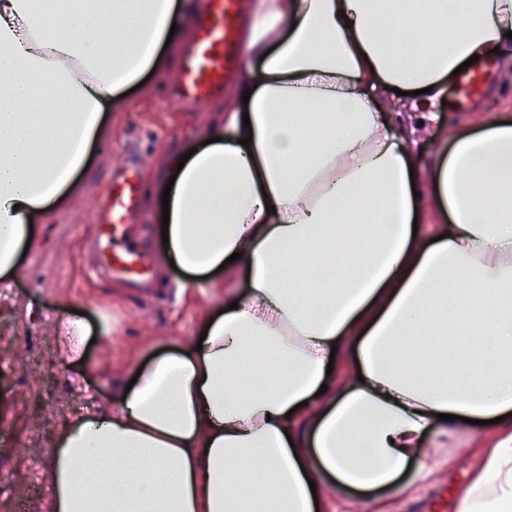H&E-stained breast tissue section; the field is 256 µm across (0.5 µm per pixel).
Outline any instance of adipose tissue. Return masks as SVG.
I'll return each mask as SVG.
<instances>
[{
  "label": "adipose tissue",
  "instance_id": "ef3b65f1",
  "mask_svg": "<svg viewBox=\"0 0 512 512\" xmlns=\"http://www.w3.org/2000/svg\"><path fill=\"white\" fill-rule=\"evenodd\" d=\"M413 10L256 0L239 94L209 144L166 155L153 200L170 207L164 259L248 294L204 320L201 346L145 363L111 412L67 425L52 512H328L331 488L389 512L407 463L420 480L434 469L423 434L460 416L486 423L460 512H512V118L449 129L418 161L454 70L512 44V0H464L450 24ZM183 22L176 0H70L63 21L0 0V276ZM394 87L398 126L380 107ZM339 224L370 228L355 259L336 251ZM306 274L321 292L293 287ZM461 289L456 316L483 318L477 355L466 336L421 339Z\"/></svg>",
  "mask_w": 512,
  "mask_h": 512
}]
</instances>
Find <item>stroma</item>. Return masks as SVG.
<instances>
[{
  "mask_svg": "<svg viewBox=\"0 0 512 512\" xmlns=\"http://www.w3.org/2000/svg\"><path fill=\"white\" fill-rule=\"evenodd\" d=\"M184 46L162 49L154 73L143 85L122 93L105 113L107 134L91 152L90 166L39 225L19 267L0 277V512H50V470L54 446L67 423L111 410L118 388L136 368L170 343L197 339L206 316L224 304L226 293H245L242 280L214 275L193 283L178 267L165 263L157 222L149 201H142L130 228L153 256L150 279L141 287L98 277L94 236L114 171L134 165L151 184L162 155L176 146L202 145L225 99L187 104L173 95ZM485 87L466 109L438 108L426 134L423 167L434 162L449 124L470 122L488 112L512 114V68L500 58L485 64ZM82 311L91 336L83 361L67 362L58 347L57 321L66 308ZM125 369L110 371L114 362ZM481 432L455 430L449 436L426 433L424 450L440 464L415 492L398 497L396 512H458L459 494L482 461Z\"/></svg>",
  "mask_w": 512,
  "mask_h": 512,
  "instance_id": "stroma-1",
  "label": "stroma"
}]
</instances>
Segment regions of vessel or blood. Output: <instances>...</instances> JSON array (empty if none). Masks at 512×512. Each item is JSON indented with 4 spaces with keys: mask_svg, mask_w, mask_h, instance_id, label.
Wrapping results in <instances>:
<instances>
[{
    "mask_svg": "<svg viewBox=\"0 0 512 512\" xmlns=\"http://www.w3.org/2000/svg\"><path fill=\"white\" fill-rule=\"evenodd\" d=\"M247 8L248 0H204L206 20L182 57L178 92L183 99H211L234 79L240 65L239 42ZM479 83L478 71L460 72L455 105H464ZM137 206V185L128 179L113 182L108 207L100 219L107 229L106 262L112 271L134 274L143 263V253L124 243Z\"/></svg>",
    "mask_w": 512,
    "mask_h": 512,
    "instance_id": "b4317fda",
    "label": "vessel or blood"
}]
</instances>
